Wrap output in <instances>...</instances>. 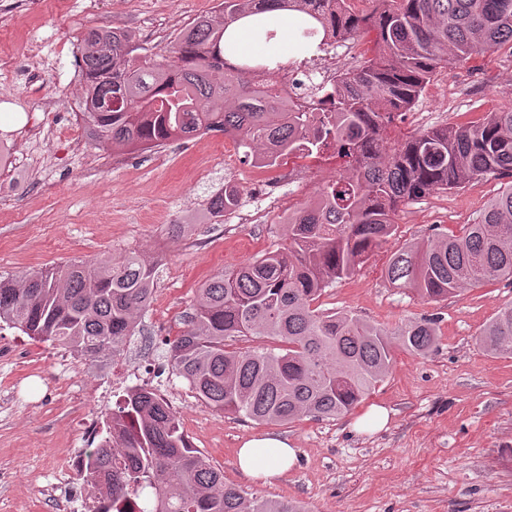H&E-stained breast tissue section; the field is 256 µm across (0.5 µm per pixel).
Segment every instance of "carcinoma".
I'll use <instances>...</instances> for the list:
<instances>
[{"instance_id": "carcinoma-1", "label": "carcinoma", "mask_w": 512, "mask_h": 512, "mask_svg": "<svg viewBox=\"0 0 512 512\" xmlns=\"http://www.w3.org/2000/svg\"><path fill=\"white\" fill-rule=\"evenodd\" d=\"M351 2L220 0L217 14L195 18L152 62L134 57L128 30L96 26L80 40L82 121L94 149L137 150L221 132L266 166L331 150L342 161L340 177L288 213V244L202 283L187 328L169 342L172 373L218 413L280 425L336 418L384 380L395 348L433 351L439 336L431 319L389 331L314 303L388 241L404 202L478 178L512 176V110L419 132L392 154L382 148L437 68L512 45V0H369L366 12ZM273 8L314 19L302 36L319 51L354 37L371 43L374 56L324 90L333 111L313 131L289 99L245 77L271 75L281 65L230 68L219 50L226 25ZM238 203L232 190L214 194L209 219L220 221ZM156 268L131 252L0 277V322L86 358L116 356L150 304ZM387 278L430 301L512 280V185L461 234L396 249ZM242 336L270 338L279 347L226 348L227 339ZM477 341L490 354L512 357V305L485 324ZM104 428L87 452L82 482L111 512H125L135 495L146 512H304L295 501L251 500L226 484L153 388L126 391Z\"/></svg>"}]
</instances>
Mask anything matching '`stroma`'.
I'll return each instance as SVG.
<instances>
[{
	"label": "stroma",
	"instance_id": "stroma-1",
	"mask_svg": "<svg viewBox=\"0 0 512 512\" xmlns=\"http://www.w3.org/2000/svg\"><path fill=\"white\" fill-rule=\"evenodd\" d=\"M217 0H0V54L17 63L0 76V274L14 277L67 261L92 263L135 251L158 259L157 286L131 340L140 366L163 371L169 343L186 328L198 286L283 242L288 212L324 182L290 176L287 165L257 170L231 137L208 133L129 152L85 146L82 132L51 121L48 101L80 102L74 82L77 38L106 24L131 31L139 56L162 53L174 34ZM512 108V48L437 70L417 104L398 119L393 145L440 125L463 124ZM232 185L240 204L222 226L207 218L212 194ZM505 186L487 177L400 205L396 232L352 277L318 300L393 330L429 316L440 336L425 356L396 350L391 369L362 402L389 409L386 428L351 431L354 412L285 425L218 414L190 398L180 415L194 448L226 483L257 499H295L309 512H512V358L482 350L476 338L502 307L512 283L497 281L438 302L391 285V252L438 233H461ZM194 219L181 238L172 225ZM112 357L89 362L21 330L0 328V512H87L86 492L65 465L86 453L79 423L106 418ZM288 439L299 460L280 482L259 486L236 467L250 436Z\"/></svg>",
	"mask_w": 512,
	"mask_h": 512
}]
</instances>
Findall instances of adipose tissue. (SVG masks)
<instances>
[{"label": "adipose tissue", "instance_id": "obj_1", "mask_svg": "<svg viewBox=\"0 0 512 512\" xmlns=\"http://www.w3.org/2000/svg\"><path fill=\"white\" fill-rule=\"evenodd\" d=\"M309 17L287 9H270L229 23L222 49L226 60L235 63L267 62L283 56L304 59L314 55L315 46L304 39ZM296 450L275 434L245 440L237 452L240 472L255 482L273 483L295 464Z\"/></svg>", "mask_w": 512, "mask_h": 512}]
</instances>
